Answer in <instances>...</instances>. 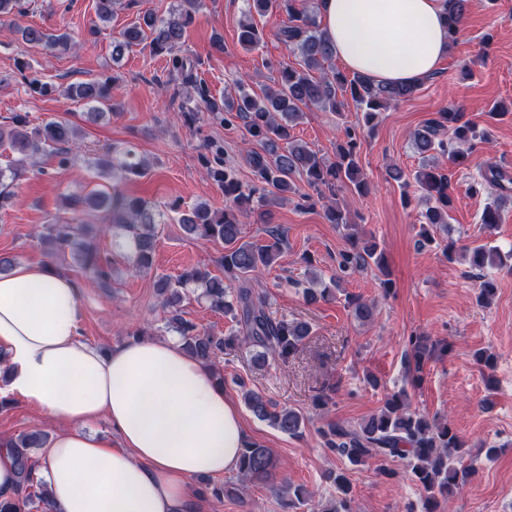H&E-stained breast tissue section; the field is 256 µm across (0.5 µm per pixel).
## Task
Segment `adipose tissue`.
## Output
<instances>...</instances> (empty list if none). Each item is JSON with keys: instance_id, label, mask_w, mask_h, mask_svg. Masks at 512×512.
I'll use <instances>...</instances> for the list:
<instances>
[{"instance_id": "1", "label": "adipose tissue", "mask_w": 512, "mask_h": 512, "mask_svg": "<svg viewBox=\"0 0 512 512\" xmlns=\"http://www.w3.org/2000/svg\"><path fill=\"white\" fill-rule=\"evenodd\" d=\"M446 0H319L346 68L416 84L448 54ZM77 289L41 263L0 274L6 389L65 422L43 448L53 512H197L189 480L238 468L249 433L210 369L172 338L104 351L79 337ZM107 418L111 436L88 430Z\"/></svg>"}]
</instances>
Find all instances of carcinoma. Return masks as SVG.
<instances>
[{
  "label": "carcinoma",
  "instance_id": "1",
  "mask_svg": "<svg viewBox=\"0 0 512 512\" xmlns=\"http://www.w3.org/2000/svg\"><path fill=\"white\" fill-rule=\"evenodd\" d=\"M296 0H245L246 20L240 24L238 42L246 50H254L264 39L255 16L281 15L283 20L275 36L289 52L298 54L299 66L284 59L277 63L278 79L273 87H266L257 95L242 82L224 94V107L212 102L205 89L193 75L196 62L177 54L186 29L194 22L202 8V0H177L168 15L159 17L150 11L139 12L136 20L125 26L112 41V59L118 61L126 50L144 44L156 55L169 56L170 72L183 77L184 83L197 96L206 111L216 119L229 122L222 114H235L242 122L248 140L257 144L246 153V162L255 177L251 187L244 185L235 167L224 164L220 151L213 154L214 166L209 176L224 191V210L215 211L205 202H198L181 213L179 223L186 235L193 239L219 243L223 252L218 264L224 275L192 267L177 277L160 276L156 288L169 309L163 331L172 332L181 341L183 349L210 367L216 380L224 383V374L217 361L239 344L254 348L252 360L263 367L268 356L286 363L295 356L311 333L306 322L277 319L268 309V295L255 287L259 275L272 268L286 243L285 230L278 225L266 230L268 240L261 244L248 239L244 219L256 215L265 224L271 223L272 207L297 194L296 181L313 189L317 195L323 190L331 194L344 187H352L361 196L370 191L356 160L357 140L347 133V141L338 147L336 160L328 161L320 151L295 139L291 130L304 118L305 110L316 107L327 112H339L350 98L362 110L364 125H373L377 115L391 105L408 99L421 84H380L361 76H347L341 71H326L324 64L334 57L331 43L325 38L317 21V12L300 10ZM450 44H455L458 30L465 18L468 0H447ZM23 0H0V21L23 15ZM127 7L124 0H96L97 18L102 23L114 19L117 10ZM23 41L34 47L67 54L76 42L67 32L56 34L41 26H17ZM110 80L87 81L70 85L68 96L89 107L87 120L100 119L103 106L109 102ZM27 116L12 118L9 130H0V147L10 151L13 159L0 167V209L14 203L15 195L8 187L24 174L27 161L38 153L54 155L62 165L72 153V142L80 130L69 120H50L28 131ZM287 147L279 149V142ZM488 142V133L478 128L459 108L448 105L435 117L413 133L411 145L420 156L419 167L412 176L393 167L389 177L396 181L409 197V189L420 191L427 203L419 236L428 243L434 241L432 231H448V211L453 205L450 192L451 177L437 163V156L448 158L454 165L462 164L477 147ZM97 175L104 178L118 174L143 175L149 164L138 159L127 148L110 146L103 154L89 161ZM488 184L498 194L488 204L482 217L487 228L498 224L499 204L512 199V176L495 164L481 172L477 184ZM66 208L72 211L70 220L49 224L40 235V243L50 255L59 250H71L74 262L89 279L107 285L112 277V265L121 260L135 273H144L153 265L156 226L163 223L165 213L144 200L122 193L103 184L95 185L79 198H65ZM101 214V221L112 231L115 254L101 253L96 239L83 220L86 213ZM326 219L344 230L345 247L339 253L338 270L345 275L375 267L387 274L383 250L375 239L363 238L350 213L333 204L326 205ZM508 268L496 249L476 247L469 257L470 269L485 267ZM306 301L316 302L330 297L328 286L318 285L316 278L302 286ZM203 300L209 307L228 317L232 326L222 336L198 328L182 315L183 303L190 299ZM346 306L354 317L366 322L373 316V304L355 294H345ZM406 355L410 383L418 387L423 381L424 364L433 357L437 343L427 336H413ZM244 402L255 418L268 423L290 437L302 434L306 417L298 411L278 406L260 393L248 391ZM324 446L353 466L376 463V469L386 472L384 463L393 458L408 461V474L425 492L424 512H437L440 501H449L467 481L471 471L463 466L464 441L447 422H439L429 415L412 411L407 393L400 390L388 396L381 409L356 426L330 422L320 430ZM5 445L16 451L20 470L19 490L6 500H0V512H27L34 500L50 506L42 481L34 477V469L26 453L28 448L46 447L41 433L21 434L6 440ZM278 460L272 451L256 442H248L242 449L238 473L251 484L274 482ZM326 479L336 486L339 496L321 512H350L352 486L342 470L330 471ZM285 512L298 507L312 493L304 488L284 483L279 492Z\"/></svg>",
  "mask_w": 512,
  "mask_h": 512
}]
</instances>
